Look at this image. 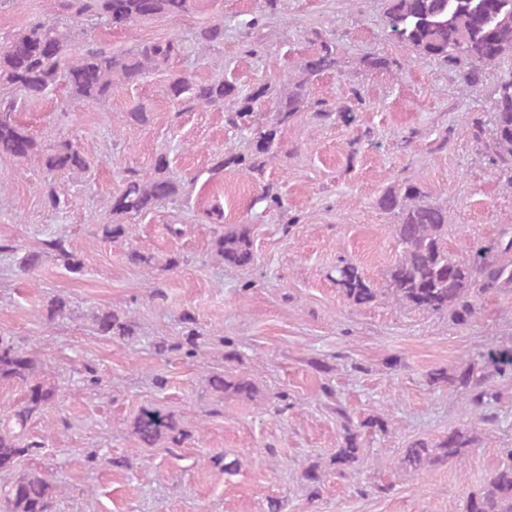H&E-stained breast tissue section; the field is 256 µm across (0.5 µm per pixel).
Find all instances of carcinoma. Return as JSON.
I'll return each instance as SVG.
<instances>
[{
	"mask_svg": "<svg viewBox=\"0 0 512 512\" xmlns=\"http://www.w3.org/2000/svg\"><path fill=\"white\" fill-rule=\"evenodd\" d=\"M190 6V0H57V16L29 24L0 49V155L36 161L50 171L87 169L89 161L78 146L62 141L46 148L32 136L16 119L19 102L38 100L63 85L75 100L103 103L111 98L115 82L136 83L150 72L168 70L171 60L183 50L178 37L137 42L120 54L89 48L74 60L68 46L82 22L90 18L122 29L141 20L180 16ZM386 18L391 38L459 70L471 85L479 84L486 70L512 58V0H388ZM197 39L209 45L224 42V23L200 29ZM311 45V55L301 62L298 74L285 89L263 83L243 92L224 79L196 83L187 75L175 73L168 78L165 93L171 100L224 105L231 124L254 126L251 153H224L217 166H241L261 175L277 155L280 129L305 107L309 85L319 75L336 69V38L318 33ZM496 95L489 123H472L473 136L484 148L489 164L507 176V185L512 188V75L496 84ZM261 101L271 102L274 116L266 124L255 126V105ZM155 170L157 176L152 180L131 179L112 196V223L103 225L104 238L118 241L128 237L129 227L123 219L149 213L179 195L181 185L168 175L165 156L156 159ZM378 206L397 219L394 239L398 256L380 289L358 266L345 261L336 265L331 280L352 303L368 304L383 294L403 307L444 315L457 325H465L478 313L481 298L512 291L511 227L476 247L470 258L461 259L448 250V210L429 200L417 183L405 180L388 187L379 197ZM46 246L68 271L81 272V263L66 239L54 237ZM213 249L229 266L245 267L254 262L250 229L244 225L215 236ZM67 307L63 297L50 299L46 319L62 316ZM91 320L100 336L128 341L136 336L134 321L111 309L94 311ZM185 323L181 337L156 344L158 354L177 353L185 358L198 355L208 338L195 327L191 316H185ZM42 372L37 357L20 349L10 337L0 336V382L16 385L23 392L21 403L6 418H0V472L16 470L22 458L42 447L27 436V428L60 392ZM506 376L512 378V345L491 348L450 374L433 372L430 383L447 384L461 393L469 410L485 421L496 418L493 408L500 400L493 381ZM208 385L212 392L225 397H261L259 388L245 375H212ZM374 428L385 430V421L369 416L357 429L345 427L343 441L332 457L339 471L359 461L362 431ZM131 434L143 448H178L191 432L176 413L144 408L134 418ZM474 442L475 436L465 429H452L435 442L416 440L403 451L400 466L417 473L439 463L458 461ZM501 452L511 463L496 469L485 486L467 498L465 512H512V448ZM301 478L311 497L320 495L323 473L319 463H309ZM58 493V486L47 476L36 471L21 472L0 488V501L5 505L3 512H52Z\"/></svg>",
	"mask_w": 512,
	"mask_h": 512,
	"instance_id": "obj_1",
	"label": "carcinoma"
}]
</instances>
